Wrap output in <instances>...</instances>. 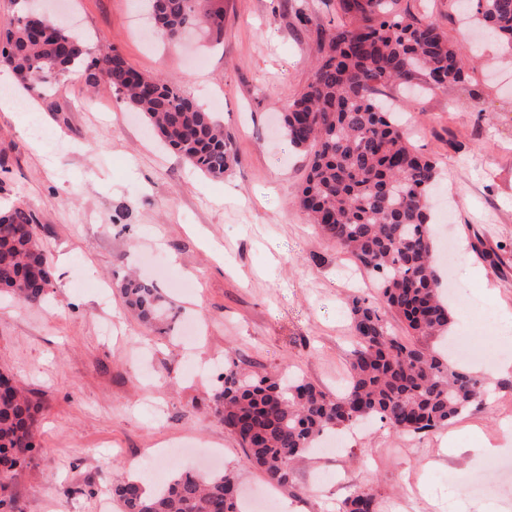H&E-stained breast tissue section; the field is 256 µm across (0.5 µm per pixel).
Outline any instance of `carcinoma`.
<instances>
[{
  "mask_svg": "<svg viewBox=\"0 0 512 512\" xmlns=\"http://www.w3.org/2000/svg\"><path fill=\"white\" fill-rule=\"evenodd\" d=\"M399 0H336L338 22L324 32L320 57L307 85L288 100L282 130L291 145L311 156L295 204L336 242L380 290V302L355 296L349 313L357 346L346 362L347 389L331 396L297 377L283 384L225 370L213 394L216 414L245 448L248 462L272 484L288 482L292 466L328 432L379 419L394 430L426 435L484 406L483 382L453 368L439 354L412 342L442 336L450 313L432 265L429 191L436 162L416 153L395 113L376 98L379 89L413 79L448 91L472 78L470 68L431 21L399 12ZM153 19L171 41L199 24L193 0H158ZM477 22L512 49V0H477ZM0 62L28 90L82 68L86 83L103 72L112 90L141 113L158 135L201 173L221 178L233 155L224 126L170 79L144 76L116 50L91 58L81 36L57 21L28 27L10 22ZM0 287L25 305L45 302L53 290L50 260L37 218L22 205L0 214ZM126 307L159 331L172 318L154 283L123 281ZM396 314L407 337L391 332ZM0 510L9 479L37 448L38 406L0 373ZM229 473L205 477L176 473L147 493L131 478L113 487L123 512H242L231 498ZM374 494L356 491L341 512H376Z\"/></svg>",
  "mask_w": 512,
  "mask_h": 512,
  "instance_id": "obj_1",
  "label": "carcinoma"
}]
</instances>
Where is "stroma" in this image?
Masks as SVG:
<instances>
[{
	"instance_id": "stroma-1",
	"label": "stroma",
	"mask_w": 512,
	"mask_h": 512,
	"mask_svg": "<svg viewBox=\"0 0 512 512\" xmlns=\"http://www.w3.org/2000/svg\"><path fill=\"white\" fill-rule=\"evenodd\" d=\"M434 22L474 79L452 93L402 96L409 141L437 162L430 221L435 260L459 254L444 285L450 310L485 329L484 347L512 358L497 326L512 314V57L470 29L455 0H400ZM336 0H196L222 25L191 26L178 43L152 37L145 0H57L90 54L119 51L147 76L177 80L216 112L235 159L223 178L193 168L105 82L62 76L42 95L8 91L0 109V208H29L49 255L54 292L27 306L0 288V372L39 406V449L10 484L12 512H119L112 484L198 471L200 448L221 451L243 498L272 493V512H339L352 492L375 495L379 512H441L495 502L512 512V372L489 379L485 405L440 433L412 436L379 422L343 436L339 450H310L291 483L271 486L250 465L213 408L232 365L272 378L299 376L341 388L355 344L347 309L378 298L376 284L324 238L294 203L309 157L278 132L289 97L308 83ZM499 264H491L490 255ZM201 338L160 335L129 312L119 292L130 271L153 277ZM501 448L472 462L479 441ZM447 496H440V489Z\"/></svg>"
}]
</instances>
